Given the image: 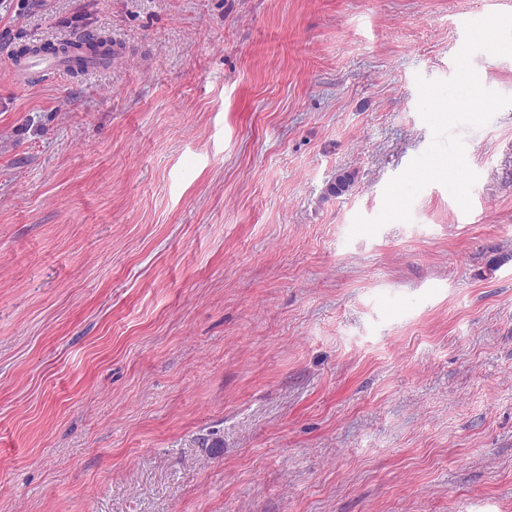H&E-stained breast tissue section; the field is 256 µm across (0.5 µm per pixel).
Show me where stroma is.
Instances as JSON below:
<instances>
[{"mask_svg":"<svg viewBox=\"0 0 512 512\" xmlns=\"http://www.w3.org/2000/svg\"><path fill=\"white\" fill-rule=\"evenodd\" d=\"M496 12L0 0V512H512V106L456 130L470 211L350 234ZM77 33L123 51L3 64ZM8 67L12 75L21 83H26L34 69H68L67 65L54 54H47L37 49L34 53L17 55L8 58Z\"/></svg>","mask_w":512,"mask_h":512,"instance_id":"35a3bbf8","label":"stroma"}]
</instances>
